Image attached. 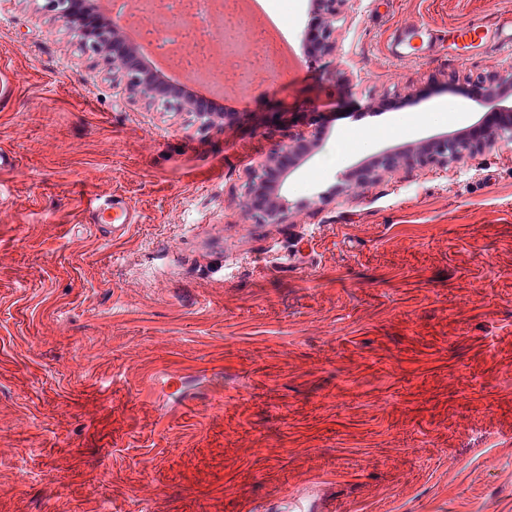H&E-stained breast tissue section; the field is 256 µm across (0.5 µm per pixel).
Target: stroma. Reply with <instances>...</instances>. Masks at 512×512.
<instances>
[{
	"mask_svg": "<svg viewBox=\"0 0 512 512\" xmlns=\"http://www.w3.org/2000/svg\"><path fill=\"white\" fill-rule=\"evenodd\" d=\"M506 11L350 0L322 57L284 0L298 67L242 59L255 84L197 91L225 116L205 130L121 91L42 0H0V512H512V143L407 160L512 110L479 84L512 48L386 52ZM313 129L282 223L257 222L251 169ZM115 192L117 240L84 214ZM467 142H458L451 138H443L433 141L426 156H420L416 161L420 163H433L437 165H448L449 160L458 158L462 151L468 150Z\"/></svg>",
	"mask_w": 512,
	"mask_h": 512,
	"instance_id": "35a3bbf8",
	"label": "stroma"
}]
</instances>
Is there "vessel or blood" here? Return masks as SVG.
I'll use <instances>...</instances> for the list:
<instances>
[{"mask_svg":"<svg viewBox=\"0 0 512 512\" xmlns=\"http://www.w3.org/2000/svg\"><path fill=\"white\" fill-rule=\"evenodd\" d=\"M449 40L451 46L459 50L479 47L488 41H495L504 48L512 47V13L500 17L495 23L478 22L463 24L448 31L432 32L416 23H409L393 31L388 42V52L392 57L405 58L413 49L415 40ZM90 223L96 224L102 232L112 236L123 235L134 221V213L122 194L115 193L97 204L88 215Z\"/></svg>","mask_w":512,"mask_h":512,"instance_id":"b4317fda","label":"vessel or blood"}]
</instances>
